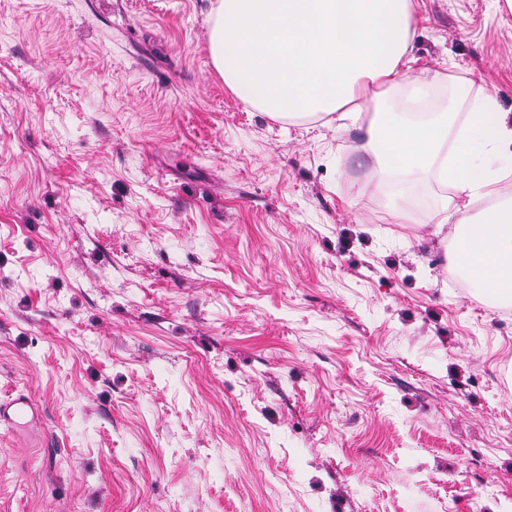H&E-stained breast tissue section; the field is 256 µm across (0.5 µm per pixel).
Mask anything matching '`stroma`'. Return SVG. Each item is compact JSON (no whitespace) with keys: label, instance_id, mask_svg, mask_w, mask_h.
<instances>
[{"label":"stroma","instance_id":"35a3bbf8","mask_svg":"<svg viewBox=\"0 0 512 512\" xmlns=\"http://www.w3.org/2000/svg\"><path fill=\"white\" fill-rule=\"evenodd\" d=\"M219 0H0V512H512V300L356 129L243 103ZM432 109L512 113V11L412 0ZM41 418L38 405L25 395L0 401V423L6 422L14 437L24 431L36 434L42 427Z\"/></svg>","mask_w":512,"mask_h":512}]
</instances>
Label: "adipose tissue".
Returning a JSON list of instances; mask_svg holds the SVG:
<instances>
[{"instance_id":"adipose-tissue-1","label":"adipose tissue","mask_w":512,"mask_h":512,"mask_svg":"<svg viewBox=\"0 0 512 512\" xmlns=\"http://www.w3.org/2000/svg\"><path fill=\"white\" fill-rule=\"evenodd\" d=\"M411 0H219L212 54L244 103L274 118L343 111L357 99L380 101L406 86L412 104L428 83L410 74ZM363 134L372 160L404 183L435 174L462 196L453 213L454 260L463 279L512 298V198L497 186L512 174V118L486 98L464 119L435 112L405 120L374 113ZM482 211H473L478 200Z\"/></svg>"}]
</instances>
